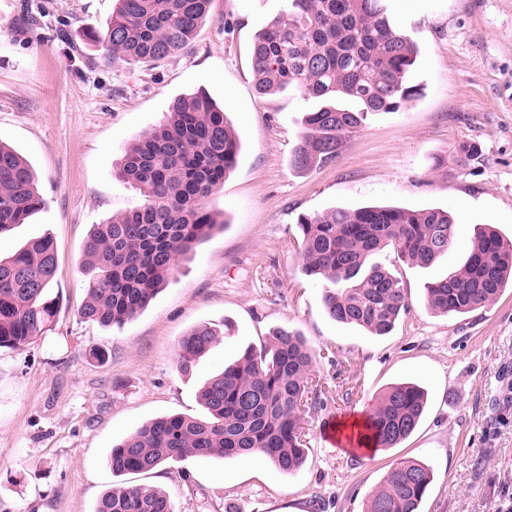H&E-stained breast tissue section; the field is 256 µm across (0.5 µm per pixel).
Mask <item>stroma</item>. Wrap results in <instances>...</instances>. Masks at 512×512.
<instances>
[{
  "label": "stroma",
  "instance_id": "stroma-1",
  "mask_svg": "<svg viewBox=\"0 0 512 512\" xmlns=\"http://www.w3.org/2000/svg\"><path fill=\"white\" fill-rule=\"evenodd\" d=\"M115 5L0 0V141L33 167L44 199L0 236V257L51 236L62 294L53 331L0 349V512H92L119 481L164 489L175 512H366L407 460L433 471L422 512H512V288L460 317L423 302L425 284L461 263L476 225L512 239V0H391L393 21L419 50L409 75L418 98L369 116L335 160L302 170L288 158L312 104L291 90L258 95L251 65L255 33L288 0H213L191 45L134 65L98 56L95 37ZM199 89L243 138L235 170L206 201L216 230L136 319L119 329L82 320L92 226L144 202L115 175L123 149ZM464 143L477 151L462 160ZM379 203L442 208L457 223L432 268L379 253L411 302L386 336L327 316L322 282L302 272L296 226L302 214ZM201 324L221 336L181 374L177 343ZM281 326L316 354L320 404L302 419L299 473L244 456L113 477L104 464L113 443L161 415H202V383ZM407 380L427 389L429 408L406 441L378 457L329 442L331 424L364 416Z\"/></svg>",
  "mask_w": 512,
  "mask_h": 512
}]
</instances>
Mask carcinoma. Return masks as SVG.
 I'll use <instances>...</instances> for the list:
<instances>
[{"instance_id":"obj_1","label":"carcinoma","mask_w":512,"mask_h":512,"mask_svg":"<svg viewBox=\"0 0 512 512\" xmlns=\"http://www.w3.org/2000/svg\"><path fill=\"white\" fill-rule=\"evenodd\" d=\"M212 0H118L97 36L107 61L153 62L184 50ZM388 0H291V8L259 31L251 46L260 95L294 89L317 106L304 113L291 165L306 169L336 159L367 115L396 112L418 96L407 83L418 48L388 16ZM242 140L224 110L204 91L174 99L165 122L123 152L115 175L137 186L145 202L96 224L84 247L88 281L81 317L121 327L139 316L173 273L177 260L206 241L216 221L205 201L238 163ZM26 160L0 142V234L25 223L40 205ZM297 228L305 275L325 280L322 305L333 320L389 334L410 303L400 280L370 257L393 247L428 267L448 254L456 220L440 208L400 205L337 207L302 215ZM57 254L42 236L0 258V348L20 350L56 319ZM512 283V239L488 224L475 228L464 263L425 284L428 308L447 316L475 312ZM221 333L199 325L178 341L179 370L189 374ZM314 353L295 331L279 327L269 345L246 348L198 390L206 416H161L129 433L105 455L112 475L150 473L187 458L231 459L261 452L278 472L298 471L307 458L302 413L314 409ZM426 406L415 383L390 387L366 416L360 442L395 448L417 428ZM433 472L403 461L386 474L368 512H420ZM94 512H174L152 485L119 484Z\"/></svg>"}]
</instances>
